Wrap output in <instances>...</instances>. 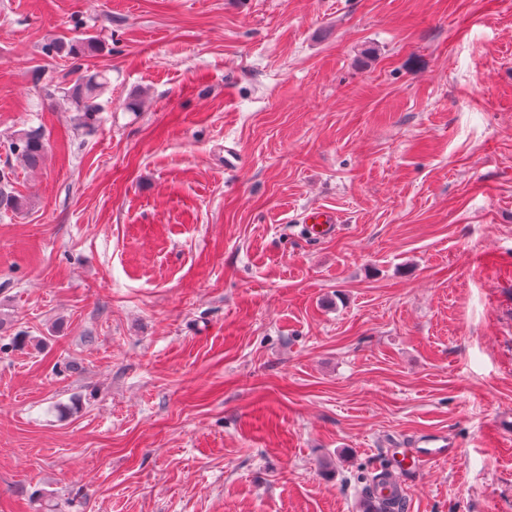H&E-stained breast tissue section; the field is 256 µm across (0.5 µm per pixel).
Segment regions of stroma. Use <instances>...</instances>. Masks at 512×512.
Returning <instances> with one entry per match:
<instances>
[{"label": "stroma", "mask_w": 512, "mask_h": 512, "mask_svg": "<svg viewBox=\"0 0 512 512\" xmlns=\"http://www.w3.org/2000/svg\"><path fill=\"white\" fill-rule=\"evenodd\" d=\"M0 169V512H512V0H0ZM93 39L89 38L86 41L82 42H70L67 43L65 41H51L44 46V53L47 56H66L74 60L72 72L76 73L81 70V64L77 63V61L83 56L86 49L94 48ZM108 78L104 73H93L78 77L70 87L62 88L63 100L76 112H83L87 121H93L103 104L98 100L108 86ZM47 140L41 127L17 131L8 145L9 153L27 168L35 169L43 161ZM10 175V172L0 171V214L19 212L26 204V199L13 190ZM305 222L310 234L316 238L332 236L338 228V224H335L336 218L327 212H311L306 216Z\"/></svg>", "instance_id": "stroma-1"}]
</instances>
